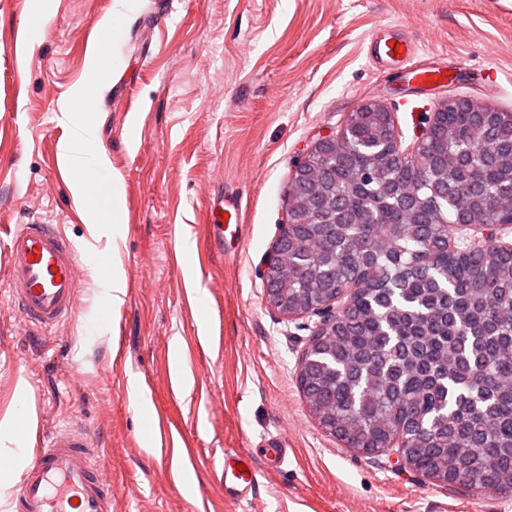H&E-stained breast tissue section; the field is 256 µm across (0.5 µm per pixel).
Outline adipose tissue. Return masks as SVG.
Wrapping results in <instances>:
<instances>
[{"instance_id": "ef3b65f1", "label": "adipose tissue", "mask_w": 512, "mask_h": 512, "mask_svg": "<svg viewBox=\"0 0 512 512\" xmlns=\"http://www.w3.org/2000/svg\"><path fill=\"white\" fill-rule=\"evenodd\" d=\"M97 106V97L86 88H75L62 110L73 124V135L63 148L62 157L72 174L73 192L84 209L90 211L96 224L108 227L117 223L123 209L119 180L100 182L96 173L106 164L96 148V129L88 119ZM27 382L18 379L16 406L0 417V503L4 502L16 477L29 465L30 456L19 438L36 425L26 406Z\"/></svg>"}]
</instances>
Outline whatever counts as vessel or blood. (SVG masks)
Listing matches in <instances>:
<instances>
[{
	"label": "vessel or blood",
	"mask_w": 512,
	"mask_h": 512,
	"mask_svg": "<svg viewBox=\"0 0 512 512\" xmlns=\"http://www.w3.org/2000/svg\"><path fill=\"white\" fill-rule=\"evenodd\" d=\"M412 38L378 37L368 54L379 66H409L420 88L433 89L447 76L446 64L418 66ZM8 294L19 313L37 331L46 333L71 316L79 258L56 225L38 219L10 235ZM257 483L250 449L224 454V494L247 498ZM15 512H112V485L103 478L97 445L84 429L69 425L47 431L41 448L21 477Z\"/></svg>",
	"instance_id": "1"
}]
</instances>
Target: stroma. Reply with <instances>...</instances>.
Instances as JSON below:
<instances>
[{
    "label": "stroma",
    "instance_id": "1",
    "mask_svg": "<svg viewBox=\"0 0 512 512\" xmlns=\"http://www.w3.org/2000/svg\"><path fill=\"white\" fill-rule=\"evenodd\" d=\"M113 0H0V417L18 378L38 424L98 443L112 512H512L511 494L439 486L328 435L297 383L315 323L268 302L267 263L297 163L358 104L391 112L413 146L451 95L512 113V0H140L120 40ZM414 39L468 70L419 95L368 55L372 35ZM113 70L94 122L120 176L118 225L89 224L61 162L58 108ZM233 200L239 220L215 225ZM41 217L81 256L75 313L30 341L6 292L8 235ZM194 241L184 251L182 239ZM113 260L120 303L86 257ZM277 444L249 501L224 495L225 451Z\"/></svg>",
    "mask_w": 512,
    "mask_h": 512
}]
</instances>
